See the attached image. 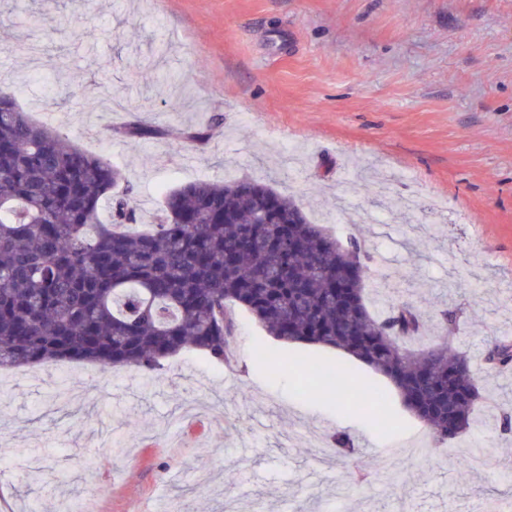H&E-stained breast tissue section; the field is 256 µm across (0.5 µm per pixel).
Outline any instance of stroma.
Returning a JSON list of instances; mask_svg holds the SVG:
<instances>
[{"mask_svg":"<svg viewBox=\"0 0 512 512\" xmlns=\"http://www.w3.org/2000/svg\"><path fill=\"white\" fill-rule=\"evenodd\" d=\"M18 40L64 56L56 71ZM0 92L119 167L142 222L167 192L251 178L370 256L372 310L429 314L410 348L470 360L469 429L434 443L392 394L371 420L311 370L335 350L277 340L238 311L230 366L184 351L162 375L58 362L0 370V512H486L512 495V369L485 359L512 325V0H0ZM119 101L85 112L84 102ZM193 143L183 129L211 126ZM139 121L155 135L129 139ZM455 313L447 332L440 315ZM290 367L270 378L261 351ZM354 459L323 456L333 433ZM495 454L461 473L474 449Z\"/></svg>","mask_w":512,"mask_h":512,"instance_id":"35a3bbf8","label":"stroma"}]
</instances>
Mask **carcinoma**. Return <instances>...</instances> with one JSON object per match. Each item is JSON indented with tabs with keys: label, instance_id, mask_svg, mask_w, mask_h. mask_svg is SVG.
Here are the masks:
<instances>
[{
	"label": "carcinoma",
	"instance_id": "cac0c4a2",
	"mask_svg": "<svg viewBox=\"0 0 512 512\" xmlns=\"http://www.w3.org/2000/svg\"><path fill=\"white\" fill-rule=\"evenodd\" d=\"M122 180L111 162L0 95V369L66 360L156 373L190 348L229 362L240 306L282 341L339 349L383 374L434 442L469 428L480 393L468 359L447 341L408 348L425 324L408 304L383 316L368 308L361 241L336 239L294 197L244 178L183 185L150 230L128 232L138 209ZM487 359L511 368L512 344L494 345ZM317 377L362 417L390 410V392L366 382L341 398L352 376L339 362ZM332 446L343 458L356 451L344 432Z\"/></svg>",
	"mask_w": 512,
	"mask_h": 512
}]
</instances>
